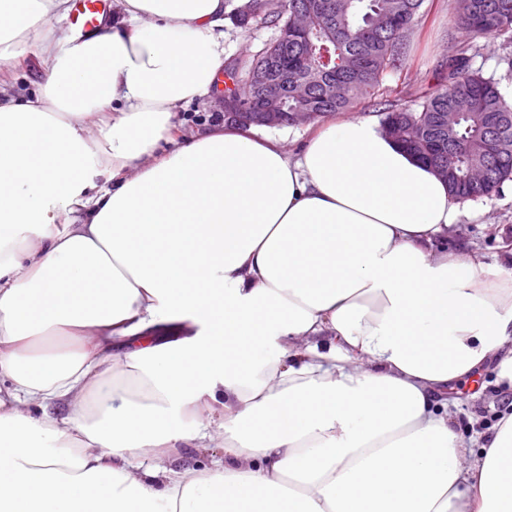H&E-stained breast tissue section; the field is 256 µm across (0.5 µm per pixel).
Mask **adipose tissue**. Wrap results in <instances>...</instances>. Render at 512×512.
<instances>
[{
	"mask_svg": "<svg viewBox=\"0 0 512 512\" xmlns=\"http://www.w3.org/2000/svg\"><path fill=\"white\" fill-rule=\"evenodd\" d=\"M69 10L0 0V69L32 42L45 73L0 86V512H512V413L482 443L448 402L494 356L512 380V272L449 249L447 183L369 118L177 140L225 0ZM110 0H75V8L72 13V25L85 34L100 26V17H106L109 12ZM70 16V12H69ZM67 19L68 27H71ZM180 462L187 465H210L212 458L223 455L220 448H180Z\"/></svg>",
	"mask_w": 512,
	"mask_h": 512,
	"instance_id": "ef3b65f1",
	"label": "adipose tissue"
}]
</instances>
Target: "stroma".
Returning a JSON list of instances; mask_svg holds the SVG:
<instances>
[{
    "mask_svg": "<svg viewBox=\"0 0 512 512\" xmlns=\"http://www.w3.org/2000/svg\"><path fill=\"white\" fill-rule=\"evenodd\" d=\"M278 34L272 27L249 31L224 23L226 59L244 57L258 51ZM470 41L471 66L484 77L497 82L501 93L512 103V42L498 36L468 38L453 21L449 0H424L419 19L409 38L408 58L401 74L387 75L385 87L398 88L397 104L417 107L431 94L444 70L449 55L461 41ZM45 79L37 47L20 48L17 68L0 72V83L9 90L30 95L38 92ZM175 121L183 135H191L224 122V111L216 100H196L178 109ZM448 245L483 254L488 261L499 259L503 246H512V182L492 197L465 201ZM499 368L489 365L475 380L456 385L451 396L455 401V428L463 436L482 430L484 412L494 410L497 396L506 386Z\"/></svg>",
    "mask_w": 512,
    "mask_h": 512,
    "instance_id": "obj_1",
    "label": "stroma"
}]
</instances>
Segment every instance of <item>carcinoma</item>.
I'll return each mask as SVG.
<instances>
[{"mask_svg":"<svg viewBox=\"0 0 512 512\" xmlns=\"http://www.w3.org/2000/svg\"><path fill=\"white\" fill-rule=\"evenodd\" d=\"M243 30L275 27L279 36L244 60L225 66L224 99L247 110L252 125H291L294 112L317 120L358 101L376 102L385 76L406 65L408 38L423 0H227ZM459 29L477 36L512 33V0H452ZM468 48L448 56L447 72L418 109L389 103L384 128L448 182L459 201L491 197L512 181V104L497 84L470 65ZM248 89H238L240 75ZM470 104L448 129V112Z\"/></svg>","mask_w":512,"mask_h":512,"instance_id":"1","label":"carcinoma"}]
</instances>
